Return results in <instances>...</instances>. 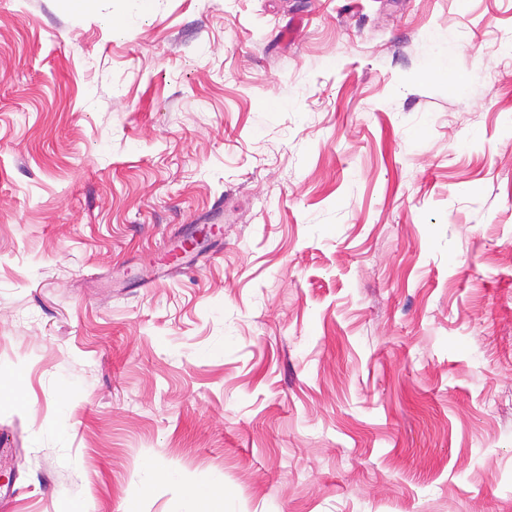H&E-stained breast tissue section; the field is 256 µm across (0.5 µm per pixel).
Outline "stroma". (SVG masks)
<instances>
[{
	"label": "stroma",
	"mask_w": 512,
	"mask_h": 512,
	"mask_svg": "<svg viewBox=\"0 0 512 512\" xmlns=\"http://www.w3.org/2000/svg\"><path fill=\"white\" fill-rule=\"evenodd\" d=\"M2 437L0 512H512V0H0ZM141 482L145 488H151L157 484H166L180 488L183 493L185 512H200V496L197 491L184 483L179 471L158 466L153 461H147L142 467Z\"/></svg>",
	"instance_id": "obj_1"
}]
</instances>
